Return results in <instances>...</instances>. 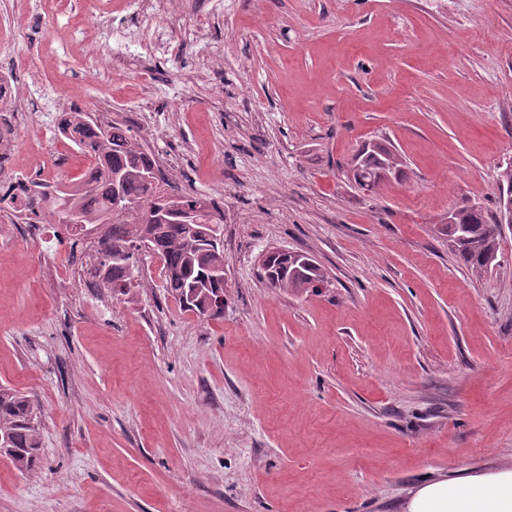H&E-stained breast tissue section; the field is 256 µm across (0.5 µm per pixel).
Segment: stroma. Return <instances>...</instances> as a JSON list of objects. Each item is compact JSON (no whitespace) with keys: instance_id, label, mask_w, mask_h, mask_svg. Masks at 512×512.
<instances>
[{"instance_id":"35a3bbf8","label":"stroma","mask_w":512,"mask_h":512,"mask_svg":"<svg viewBox=\"0 0 512 512\" xmlns=\"http://www.w3.org/2000/svg\"><path fill=\"white\" fill-rule=\"evenodd\" d=\"M12 10L30 22L0 70L42 79L38 111L0 114V193L36 151L38 179L81 178L54 105L110 104L223 211L226 291L223 317L181 311L151 257L134 302L75 287L69 246L0 207V385L42 427L38 469L0 458V512H405L512 464V230L479 278L444 232L454 207L495 214L512 159V0H169L119 77L133 0ZM370 142L404 170L375 194L347 175ZM278 249L328 284L267 288Z\"/></svg>"}]
</instances>
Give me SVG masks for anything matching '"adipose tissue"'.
<instances>
[{
	"mask_svg": "<svg viewBox=\"0 0 512 512\" xmlns=\"http://www.w3.org/2000/svg\"><path fill=\"white\" fill-rule=\"evenodd\" d=\"M407 512H512V466L425 483L409 498Z\"/></svg>",
	"mask_w": 512,
	"mask_h": 512,
	"instance_id": "obj_1",
	"label": "adipose tissue"
}]
</instances>
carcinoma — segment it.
<instances>
[{
	"label": "carcinoma",
	"instance_id": "obj_1",
	"mask_svg": "<svg viewBox=\"0 0 512 512\" xmlns=\"http://www.w3.org/2000/svg\"><path fill=\"white\" fill-rule=\"evenodd\" d=\"M57 135L70 141L89 161L97 187L82 180L56 190L50 199L55 221L69 216L82 224L103 229L96 249L100 287L112 296L132 301L137 296L138 262L143 252L159 258L167 294L185 312L198 317H220L224 309L214 305L224 294V243L220 234L206 235L221 223L220 215L197 195L180 193L146 153L143 140L118 122L95 123L86 112H65L57 123ZM352 175L361 191L377 193L402 175V163L381 143L363 146L353 160ZM197 210L196 231L180 223L177 208ZM448 225L452 251L474 276L490 269L497 259L502 232L497 216L470 206L452 210ZM269 287L284 294H302L326 282L322 268L306 255L276 251L264 259ZM0 448L9 449L11 461L21 472L35 469L40 451L38 408L17 390L0 385Z\"/></svg>",
	"mask_w": 512,
	"mask_h": 512
}]
</instances>
